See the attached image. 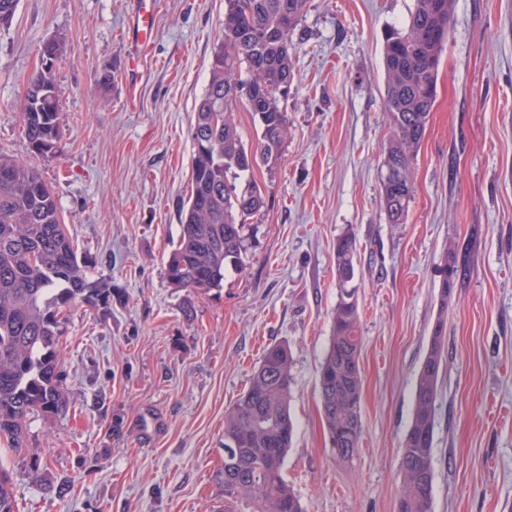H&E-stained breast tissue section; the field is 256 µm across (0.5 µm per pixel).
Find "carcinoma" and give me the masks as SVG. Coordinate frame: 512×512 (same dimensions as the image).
<instances>
[{"label":"carcinoma","instance_id":"1","mask_svg":"<svg viewBox=\"0 0 512 512\" xmlns=\"http://www.w3.org/2000/svg\"><path fill=\"white\" fill-rule=\"evenodd\" d=\"M308 0H224V26L209 67V79L191 127V188L181 233L168 254L165 274L175 288L206 294L220 287L227 266L245 252L243 229L265 207L254 167L275 168L288 136L280 98L294 78L292 35ZM454 0H415L402 29L387 32L383 61L385 104L394 135L382 178L388 222L405 223L413 196L411 161L421 146L436 97ZM41 50L53 57L30 78L22 104L23 133L30 152L55 154L64 115L55 70L65 43L51 39ZM244 70L247 77H238ZM242 104L258 118L255 146L238 130L234 108ZM339 296L332 334L320 364L322 420L336 460L349 462L362 436L361 336L355 284L356 241L336 238ZM467 276L457 255H448V285ZM77 305L107 313L112 285L89 279L84 262L61 222L52 186L41 171L0 154V439L17 451L26 447L28 420L49 421L69 407L60 364V314ZM446 359L442 323L417 373L413 415L400 458L402 489L397 512H432L436 399ZM292 356L285 343L268 347L248 384L224 415V452L236 466L218 474L224 512H303L284 477L295 435L290 402ZM0 512H15L12 472L0 465Z\"/></svg>","mask_w":512,"mask_h":512}]
</instances>
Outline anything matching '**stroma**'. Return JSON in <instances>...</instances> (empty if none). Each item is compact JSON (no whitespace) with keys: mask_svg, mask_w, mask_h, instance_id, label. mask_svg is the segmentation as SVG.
I'll list each match as a JSON object with an SVG mask.
<instances>
[{"mask_svg":"<svg viewBox=\"0 0 512 512\" xmlns=\"http://www.w3.org/2000/svg\"><path fill=\"white\" fill-rule=\"evenodd\" d=\"M414 3L309 0L280 102L282 158L253 172L267 207L245 229L241 266L200 296L172 287L165 262L224 0H155L154 36L133 61L131 0H19L0 28V153L40 169L89 278L120 298L110 313L80 306L61 322L69 412L32 417L26 450L0 442L16 512H224V413L279 342L292 351L297 422L284 476L304 512H396L414 380L438 326L447 366L433 512H512V0H455L408 216L392 224L380 192L393 133L382 51ZM52 38L66 44L56 70L64 122L55 155L42 158L27 148L19 105ZM347 232L357 241L363 433L340 463L318 371L338 294L336 239ZM452 251L470 274L445 301Z\"/></svg>","mask_w":512,"mask_h":512,"instance_id":"1","label":"stroma"}]
</instances>
